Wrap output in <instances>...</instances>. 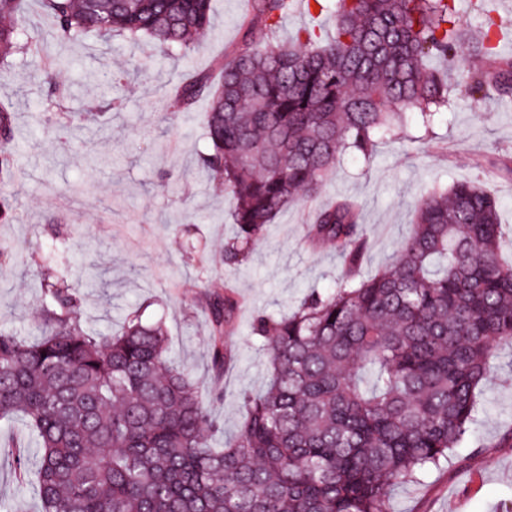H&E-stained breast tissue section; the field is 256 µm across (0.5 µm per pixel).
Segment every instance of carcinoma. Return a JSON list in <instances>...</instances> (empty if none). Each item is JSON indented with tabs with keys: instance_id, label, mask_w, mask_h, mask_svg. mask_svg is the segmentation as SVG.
<instances>
[{
	"instance_id": "1",
	"label": "carcinoma",
	"mask_w": 512,
	"mask_h": 512,
	"mask_svg": "<svg viewBox=\"0 0 512 512\" xmlns=\"http://www.w3.org/2000/svg\"><path fill=\"white\" fill-rule=\"evenodd\" d=\"M61 41L118 36L187 53L207 30L210 0H40ZM292 0H250L239 43L173 90L177 110L210 99L203 167L234 200L239 232L224 261H244L282 210L314 197L346 154L368 159L409 111L429 128L452 107L432 57L474 60L465 94L512 97V60L497 54L491 0L473 29L455 0H336V28L271 36ZM27 0H0V20ZM20 33L0 26V60ZM13 116L0 106V183L15 164ZM501 206L477 181L434 191L416 207L394 264L365 278L360 208L317 210L308 239L346 272L289 314L252 325L270 371L242 394L224 433L199 386L171 357L162 322L125 320L109 337L83 328L79 289L45 274L40 336L0 329V420L24 424L29 457L0 448L31 476L42 512H388L387 489L419 480L467 440L498 351L512 346V262L500 251ZM211 359L223 376L240 300L206 292ZM224 434L214 447L212 434Z\"/></svg>"
}]
</instances>
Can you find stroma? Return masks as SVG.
Masks as SVG:
<instances>
[{
	"label": "stroma",
	"instance_id": "obj_1",
	"mask_svg": "<svg viewBox=\"0 0 512 512\" xmlns=\"http://www.w3.org/2000/svg\"><path fill=\"white\" fill-rule=\"evenodd\" d=\"M246 9L247 0H211V31L183 55L93 36L60 41L52 19L31 0L13 24L43 54H18L0 67V104L15 126L8 192L18 216L0 223V327L38 335L41 255L61 242L90 330L119 331L131 313L163 322L175 361L207 387L214 370L200 299L233 285L243 305L229 338L234 359L225 397L214 405L229 432L242 416L241 393L261 392L267 382V357L251 333L255 315L288 311L345 271L333 248L312 251L304 243L320 207L339 198L361 204L369 243L362 272L369 277L394 263L428 192L477 179L502 204L501 251L512 259V99L491 92L471 102L452 70L454 104L429 133L410 125L379 140L370 160L344 157L316 197L276 217L243 264L226 265L224 247L237 231L233 200L199 160L209 100L199 99L189 119L169 96L187 70L210 69L232 48ZM311 25L332 34L336 15L310 13L296 2L275 37L286 42ZM48 57L65 64L46 67ZM80 115L86 126H78ZM480 402L468 442L418 482L389 488L390 512H512V348L501 351Z\"/></svg>",
	"mask_w": 512,
	"mask_h": 512
}]
</instances>
